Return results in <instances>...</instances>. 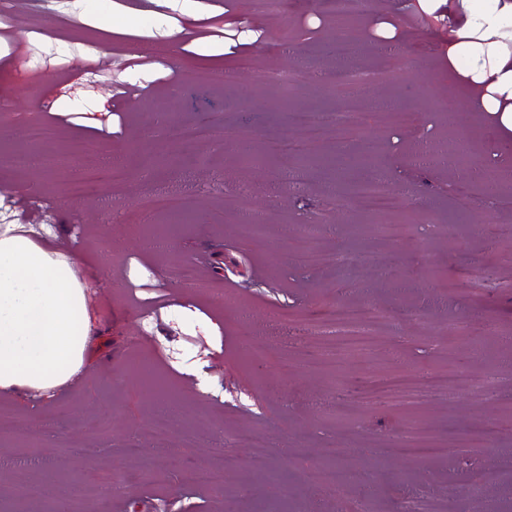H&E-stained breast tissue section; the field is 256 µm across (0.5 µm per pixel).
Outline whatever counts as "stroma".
I'll return each instance as SVG.
<instances>
[{"label": "stroma", "instance_id": "stroma-1", "mask_svg": "<svg viewBox=\"0 0 512 512\" xmlns=\"http://www.w3.org/2000/svg\"><path fill=\"white\" fill-rule=\"evenodd\" d=\"M122 0H0V225H51L46 246L72 262L86 287L90 322L81 371L52 394L0 390V512L65 507L79 483L132 474L111 512H395L413 491L441 512H480L483 501L512 512V188L475 170L414 157L429 140L468 135L483 165L512 164L478 97L448 70V21L419 0H365L355 21L356 68L377 74L357 91L348 135L354 159L342 181L324 146L311 163L266 152L287 135L281 101L332 108L334 57L323 51L332 22L315 0L280 12L250 0H197L208 21L184 27L220 53L223 81L188 77L187 57L138 65L141 43L167 40L159 14L171 0H137L132 36L117 43L89 27L118 16ZM224 37H216V30ZM403 66L386 69L389 48ZM315 71L288 89L257 74ZM123 84L124 102L114 97ZM466 101L452 123L443 106ZM416 113L392 124L384 105ZM206 124L210 138L189 155L162 145L171 127ZM54 131L55 162L15 163L26 144L15 128ZM123 167L98 205L77 200L73 182L104 159ZM381 174L402 193L395 213H369L352 186ZM180 191L194 221L144 208L146 197ZM412 218L453 225L454 236H418L385 246L380 227ZM320 228L322 253H387L390 266L362 262L346 282L334 265L289 247L301 225ZM191 267L199 287L176 272ZM486 277L474 283L468 271ZM385 310L394 333L364 360L346 354L316 368L313 324L341 305ZM492 375L489 390L447 396L445 375ZM427 396L413 410L384 404L396 383ZM454 435L460 444L416 459L402 453L405 429ZM263 440L242 448L241 434ZM137 445L138 458L126 456ZM343 449L341 464L328 448ZM237 458L235 466L225 457ZM162 473L142 479L145 468ZM222 471L223 496L187 479Z\"/></svg>", "mask_w": 512, "mask_h": 512}]
</instances>
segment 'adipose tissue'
Listing matches in <instances>:
<instances>
[{"label":"adipose tissue","mask_w":512,"mask_h":512,"mask_svg":"<svg viewBox=\"0 0 512 512\" xmlns=\"http://www.w3.org/2000/svg\"><path fill=\"white\" fill-rule=\"evenodd\" d=\"M446 7L448 59L457 83L481 96L498 134L512 137V0H420ZM88 312L73 267L16 225L0 226V389L50 390L83 364Z\"/></svg>","instance_id":"adipose-tissue-1"}]
</instances>
